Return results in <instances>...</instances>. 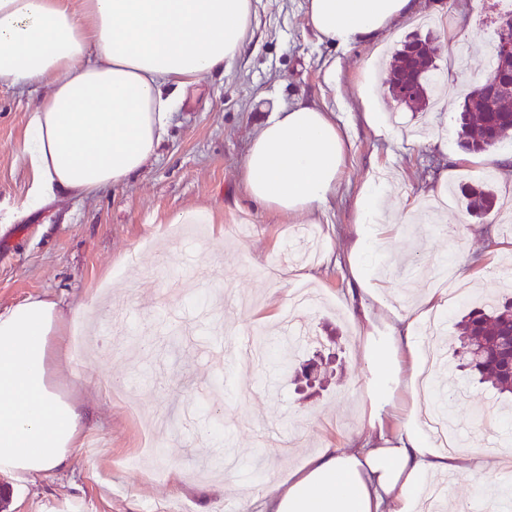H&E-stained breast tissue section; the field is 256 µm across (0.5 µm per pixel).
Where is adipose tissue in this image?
Segmentation results:
<instances>
[{
	"label": "adipose tissue",
	"mask_w": 512,
	"mask_h": 512,
	"mask_svg": "<svg viewBox=\"0 0 512 512\" xmlns=\"http://www.w3.org/2000/svg\"><path fill=\"white\" fill-rule=\"evenodd\" d=\"M416 0H307L318 40L349 47L378 41L417 10ZM255 0H0V86L39 92L23 146L29 214L51 201L93 195L140 174L155 156L180 104V92L228 71L242 54ZM347 141L333 112L304 100L275 108L254 130L242 164L249 198L283 215L318 218L338 187ZM387 189L371 184L357 200L353 249L375 253L365 227ZM380 297L362 300L371 358L370 385L391 400L417 389L423 373L413 314H394L376 336ZM56 303L28 297L0 309V474L16 492L71 469L81 448L80 404L49 383ZM386 409L369 408L366 436L310 456L302 468L258 497V512H416L430 473L467 476L482 488L508 461L486 448L459 454L435 448L418 418L387 441Z\"/></svg>",
	"instance_id": "1"
}]
</instances>
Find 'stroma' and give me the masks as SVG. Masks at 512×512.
<instances>
[{"label": "stroma", "instance_id": "1", "mask_svg": "<svg viewBox=\"0 0 512 512\" xmlns=\"http://www.w3.org/2000/svg\"><path fill=\"white\" fill-rule=\"evenodd\" d=\"M512 0H419L381 45L318 41L305 0H258L249 42L233 68L188 88L145 171L86 198L52 202L0 235V309L31 296L55 301L61 338L112 321L130 322L114 350L66 355L56 377L85 405V446L66 477L47 475L11 498L7 512H238L306 456L364 436L368 382L379 368L371 341L351 318L359 286L356 200L369 178L388 175L393 216H381L379 268L366 287L395 307H414L432 286L428 266L449 259L467 302L512 292V132L485 155L461 147L459 107L484 79L498 19ZM439 48L441 91L426 111L397 104L369 57L390 60L402 41ZM335 112L350 146L335 197L316 229V255L293 261L306 223L264 209L246 195L241 167L254 127L296 99ZM36 92L0 87V208L21 206L29 188L22 155ZM381 103L380 125L365 117ZM482 182L496 195L490 214L466 212L455 189ZM210 217L207 237L180 236L185 213ZM312 284L320 306L296 309L308 339L294 370L274 374L230 358L207 359L210 343L253 332L283 337L277 317L290 294ZM85 306L84 319L71 309ZM431 365L452 392L459 452L512 438V407L466 370L449 372L459 306L443 313ZM181 469L191 491L167 478ZM207 487L206 496L196 487Z\"/></svg>", "mask_w": 512, "mask_h": 512}]
</instances>
